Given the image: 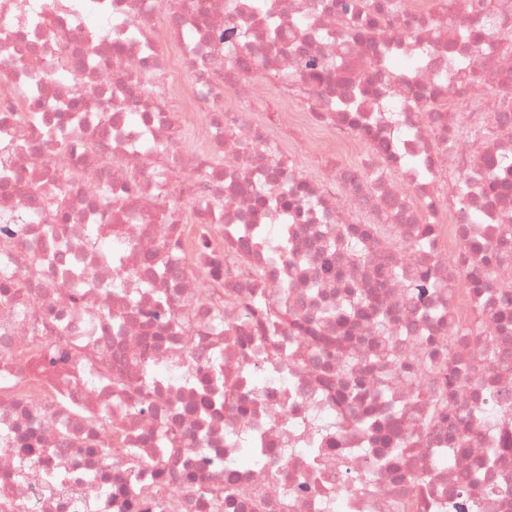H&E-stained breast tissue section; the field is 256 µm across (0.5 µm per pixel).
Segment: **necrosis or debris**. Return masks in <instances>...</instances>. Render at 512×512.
Segmentation results:
<instances>
[{
    "mask_svg": "<svg viewBox=\"0 0 512 512\" xmlns=\"http://www.w3.org/2000/svg\"><path fill=\"white\" fill-rule=\"evenodd\" d=\"M503 30L512 0H0V512H512V324L450 425L430 371L368 369L481 346Z\"/></svg>",
    "mask_w": 512,
    "mask_h": 512,
    "instance_id": "4bbe7bcc",
    "label": "necrosis or debris"
}]
</instances>
